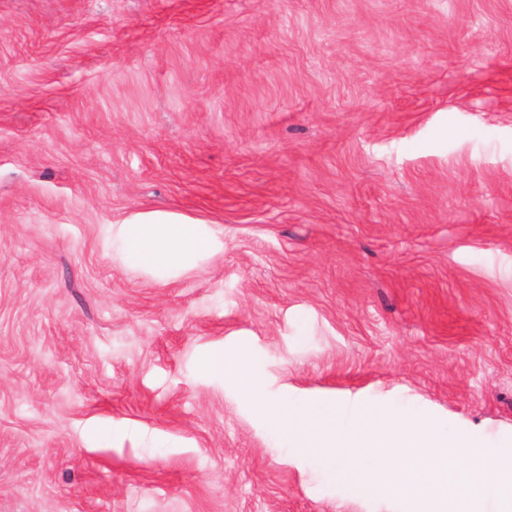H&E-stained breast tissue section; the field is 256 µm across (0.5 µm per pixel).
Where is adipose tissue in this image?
Segmentation results:
<instances>
[{
  "mask_svg": "<svg viewBox=\"0 0 512 512\" xmlns=\"http://www.w3.org/2000/svg\"><path fill=\"white\" fill-rule=\"evenodd\" d=\"M119 239L132 267L173 270L211 251L214 238L180 216L143 212L119 227Z\"/></svg>",
  "mask_w": 512,
  "mask_h": 512,
  "instance_id": "obj_1",
  "label": "adipose tissue"
}]
</instances>
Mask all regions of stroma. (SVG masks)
<instances>
[{"label":"stroma","instance_id":"1","mask_svg":"<svg viewBox=\"0 0 512 512\" xmlns=\"http://www.w3.org/2000/svg\"><path fill=\"white\" fill-rule=\"evenodd\" d=\"M149 211L219 248L130 268ZM215 347L512 440V0H0V512H399Z\"/></svg>","mask_w":512,"mask_h":512}]
</instances>
